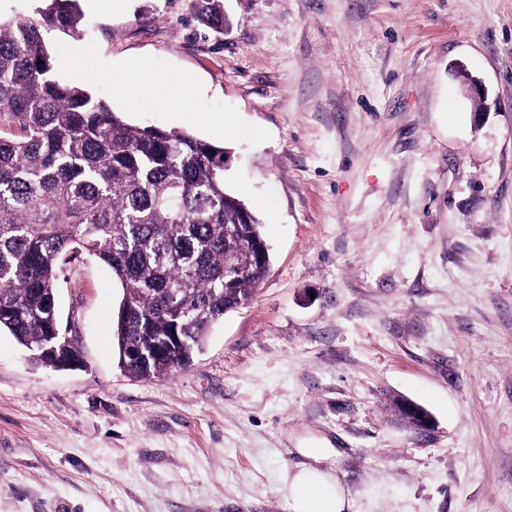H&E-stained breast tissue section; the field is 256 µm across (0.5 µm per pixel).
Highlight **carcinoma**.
Returning <instances> with one entry per match:
<instances>
[{
	"mask_svg": "<svg viewBox=\"0 0 512 512\" xmlns=\"http://www.w3.org/2000/svg\"><path fill=\"white\" fill-rule=\"evenodd\" d=\"M27 18L0 17V330L43 355V305L64 258L91 256L123 289L118 350L177 334L202 348L209 327L249 303L270 257L262 222L224 183L229 152L190 133L134 126L86 87L58 75L45 34L82 35L79 0H46ZM238 224L250 245L224 226ZM240 272L224 284V256ZM174 352L124 368L167 376Z\"/></svg>",
	"mask_w": 512,
	"mask_h": 512,
	"instance_id": "obj_1",
	"label": "carcinoma"
}]
</instances>
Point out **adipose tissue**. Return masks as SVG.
Instances as JSON below:
<instances>
[{"mask_svg":"<svg viewBox=\"0 0 512 512\" xmlns=\"http://www.w3.org/2000/svg\"><path fill=\"white\" fill-rule=\"evenodd\" d=\"M119 92L140 107H157L163 100L156 82L145 66L133 67L121 80ZM310 465L300 468L288 485L292 512H349L351 501L330 470L319 468V461L329 456L328 449L308 450Z\"/></svg>","mask_w":512,"mask_h":512,"instance_id":"adipose-tissue-1","label":"adipose tissue"}]
</instances>
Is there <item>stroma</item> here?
Here are the masks:
<instances>
[{"label":"stroma","instance_id":"35a3bbf8","mask_svg":"<svg viewBox=\"0 0 512 512\" xmlns=\"http://www.w3.org/2000/svg\"><path fill=\"white\" fill-rule=\"evenodd\" d=\"M80 5L84 40L47 35L60 77L229 149L270 266L189 363L136 379L120 283L65 263L80 365L0 331V512H291L307 448L350 512H512V0H224L220 28L201 0ZM133 61L192 79L188 109L120 98ZM394 410L398 415L406 417V422L419 432L429 433L434 429L433 417L414 403L400 401ZM406 415L412 416L413 419H409Z\"/></svg>","mask_w":512,"mask_h":512}]
</instances>
